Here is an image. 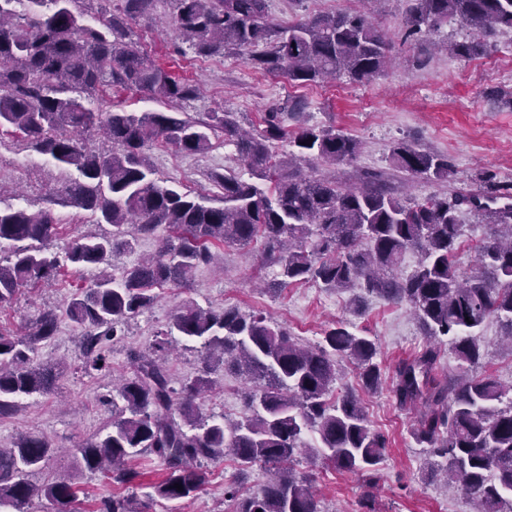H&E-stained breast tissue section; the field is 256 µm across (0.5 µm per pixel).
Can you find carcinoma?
<instances>
[{
    "label": "carcinoma",
    "instance_id": "obj_1",
    "mask_svg": "<svg viewBox=\"0 0 512 512\" xmlns=\"http://www.w3.org/2000/svg\"><path fill=\"white\" fill-rule=\"evenodd\" d=\"M0 0V129L7 128L39 154L73 167L79 176L50 192L47 207L30 213L0 206V306L21 289L56 279L64 267L110 265L112 254L133 249L138 237L162 234L153 257L101 272L68 302L65 314L81 336V369L89 376L110 373L106 342L125 333L127 321L149 307L153 290L185 285L212 262L211 247L262 242L263 260L277 268V291L293 282H314L338 290L355 285L367 295L406 303L428 339L448 338L458 372L438 379V352L431 344L395 368L392 393L401 406L420 407L414 437L441 459L446 479L471 498L475 512H512V402L501 408L503 390L475 369L486 356L475 330L493 317L512 341V184L484 177L482 197L437 195L403 200L382 174L367 172L358 187L324 177H306L298 161L353 160L357 140L332 128L305 127L292 140L295 150L273 154L270 142L287 135L277 113L258 134L243 130L230 112H209L202 120L181 112H127L87 108L104 86L143 91L172 107L197 88L172 75L130 38L131 24L151 13L155 0H119L98 24L86 23L78 0H26V12ZM174 23L196 54L235 50L255 69L284 74L298 84L342 75L368 80L391 61L389 42L364 14H318L288 26L269 19V0H174ZM459 21L474 33L451 52L464 59L487 54L490 38L512 29V0H410L408 33L436 30ZM100 131L112 149L92 152L86 134ZM219 131L235 145L251 171L245 180L232 171L213 179L224 189L222 205L202 194L180 192L154 177L145 150L171 144L184 154L211 147ZM394 167L411 178L448 179V159L400 143ZM90 213L112 230L82 234L65 255L51 249L58 235L52 206ZM468 205L491 226L478 251V269L460 274L453 262L461 233L459 212ZM421 258L409 274L399 273L404 253ZM60 315L41 311L22 336L0 331V415L23 397L46 395L58 378L56 366L36 358L55 336ZM151 349L164 352L169 337L202 341L203 368L180 388L172 386L162 358L130 353V372L104 400L123 406L106 435L75 449L78 467L103 471L107 485L131 488L142 473L129 465L147 453L165 466L151 485L149 502L196 495L205 483L200 464L231 455L238 473L224 487L231 512H321L313 480L294 469V456L308 430L317 434L324 462L359 473L373 489L388 448L370 428L356 391L332 398L338 359L350 358L366 393L379 389L383 371L379 345L336 321L321 341L304 346L288 329L260 311H221L182 305L171 324L157 332ZM262 384L250 391L241 419H201L196 399L212 386L218 367ZM52 452L36 434L0 448V509L24 512L36 493L28 476ZM269 467L259 495L246 494L248 468ZM182 489L174 488V484ZM55 512H77L78 489L59 479L42 489ZM149 502L106 491L96 512H148Z\"/></svg>",
    "mask_w": 512,
    "mask_h": 512
}]
</instances>
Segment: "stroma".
Masks as SVG:
<instances>
[{
	"instance_id": "1",
	"label": "stroma",
	"mask_w": 512,
	"mask_h": 512,
	"mask_svg": "<svg viewBox=\"0 0 512 512\" xmlns=\"http://www.w3.org/2000/svg\"><path fill=\"white\" fill-rule=\"evenodd\" d=\"M408 8V0H386L382 5L375 0H332L330 12H362L390 42L388 68L363 82L344 76L324 84L297 85L285 76L252 68L241 53L198 56L175 32L171 0H159L154 12L139 19L133 29L142 50L197 86V96L181 106L188 116L231 112L243 127L259 133L264 128V113H281L288 136L273 142L277 154L288 152L289 137L308 126L330 127L360 141L361 151L355 160L336 164L315 161L303 165L305 174L355 185L361 174L376 171L384 175L396 196L419 200L449 193L480 194L478 177L485 172L512 184V30L497 31L494 47L485 57L463 59L446 52L445 47L468 38V29L452 21L437 32L406 37ZM87 106L128 112L159 108L147 93L119 87L101 89ZM401 141L448 157L452 176L433 181L397 171L391 151ZM211 142L208 151L196 155L170 146L148 150L156 178L183 192L222 198L224 191L211 181L212 172L231 170L245 179L250 172L223 136H212ZM27 153L20 139L0 131V203L13 205L21 199L34 211L42 206L50 189L76 178L77 172L56 166L46 157L34 168L19 167L17 158ZM53 213L59 224L56 252H64L78 234L103 230L87 212L58 206ZM460 222L455 265L458 271L469 273L475 268L477 247L488 228L466 205L461 208ZM260 250L257 243L215 247L213 261L199 267L191 284L158 289L154 303L130 320L127 336L112 344L110 377L80 372L79 332L68 318H61L54 339L40 349L39 356L45 361H62L65 369L52 393L24 398L15 412L0 416V448L11 447L15 437L25 432L46 436L54 452L30 475V483L39 488L59 476H71L81 488L82 512H94L103 477L78 469L74 450L106 434L112 409L98 397L109 389L111 378L127 372L129 351L149 349L156 332L168 326L184 303L215 310L235 306L243 311H263L306 345L320 341L335 321L347 322L351 330L375 337L385 382L379 392L364 395L363 404L372 427L389 438L382 479L373 490L379 512H472V501L459 486L431 473L428 457L412 434L414 411L399 408L390 392L398 361L426 345L409 306L368 296L355 311L348 305L349 292H328L311 282L269 292L275 269L262 261ZM96 275L95 268L70 265L51 284L25 289L11 304L0 307V329L18 331L46 308L65 310L78 288L88 286ZM478 334L488 351L483 374L498 380L512 399V350L501 341V325L488 320ZM164 359L174 386H181L202 367L201 343L172 337ZM212 378L213 389L196 401L199 416L239 418L249 382L220 369ZM302 442L297 468L313 475L321 512H360L362 476L327 468L312 432H305ZM204 470L206 483L195 497L159 500L149 512H228L224 485L236 474V463L229 458L208 461Z\"/></svg>"
}]
</instances>
